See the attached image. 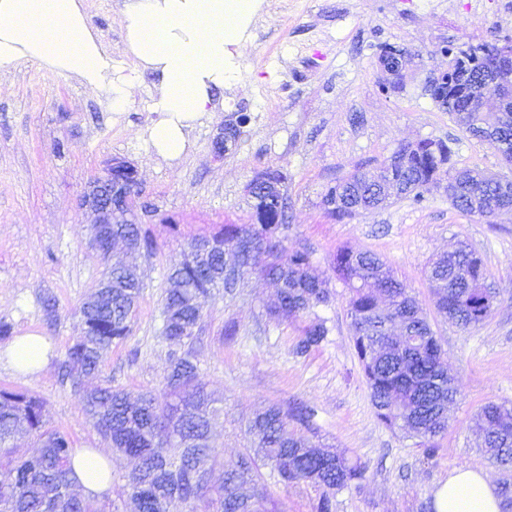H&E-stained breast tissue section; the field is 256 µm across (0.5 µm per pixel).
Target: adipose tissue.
Listing matches in <instances>:
<instances>
[{"label": "adipose tissue", "mask_w": 512, "mask_h": 512, "mask_svg": "<svg viewBox=\"0 0 512 512\" xmlns=\"http://www.w3.org/2000/svg\"><path fill=\"white\" fill-rule=\"evenodd\" d=\"M265 0H125L121 12L125 53L132 63L117 74L112 54L88 23L82 0H0V71L22 62L76 78L105 93L114 111L125 110L143 73L154 77L148 128L157 155L181 157L186 132L218 107L215 94L240 72V53ZM0 363L27 375L49 363V345L27 332L0 350ZM76 486L88 497L112 492V461L101 451H79L72 460ZM437 512H501V498L481 467L449 473L434 492Z\"/></svg>", "instance_id": "1"}]
</instances>
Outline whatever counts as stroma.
<instances>
[{
  "mask_svg": "<svg viewBox=\"0 0 512 512\" xmlns=\"http://www.w3.org/2000/svg\"><path fill=\"white\" fill-rule=\"evenodd\" d=\"M123 0H83L93 29L118 67L130 66L121 26ZM255 41L241 52L238 79L225 86L223 108L188 131L180 159L159 157L144 137L155 115L153 78L143 74L131 105L112 111L106 97L64 75L24 62L0 73V322L12 334L28 329L50 343V362L32 375L0 364V388L40 396L50 426L66 431L75 448H105L58 362L81 332L78 310L95 290L103 267L88 246L90 216L81 195L104 177L112 160L138 172L142 197L155 212L147 226L156 243L135 264L145 288L132 335L114 345L103 380L137 394L160 391L171 345L160 334L159 309L168 268L194 238L227 224H248L247 186L256 172L285 174L288 248H309L316 274L327 278L329 305L315 308L328 335L308 356L293 353L304 318L267 314L276 286L248 275L233 295L202 298V331L195 345L201 375L219 400L211 442L222 479L251 449L246 427L270 405L302 402L314 412L309 438L366 467L357 486L336 495V512H420L453 469L480 465L494 482L504 472L480 451L472 419L489 403L512 405V215L495 223L454 209L443 191L421 202L387 206L339 222L325 213L326 186L355 169H374L400 143L453 140L458 166L498 172L499 154L466 134L425 89L446 70L442 47L512 39V0H266ZM406 47L418 57L402 88L379 86V48ZM250 118L236 150L214 154L225 120ZM469 241L482 255L500 296L489 318L463 330L438 315L426 268L436 255ZM349 246L385 259L428 314L459 394L448 406V429L434 457L416 439L377 421L352 346L347 290L332 262ZM54 301L47 313L46 301ZM235 323L233 340L224 326ZM267 512H312L318 491L305 482L280 484L261 467Z\"/></svg>",
  "mask_w": 512,
  "mask_h": 512,
  "instance_id": "stroma-1",
  "label": "stroma"
}]
</instances>
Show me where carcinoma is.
<instances>
[{
	"label": "carcinoma",
	"instance_id": "carcinoma-1",
	"mask_svg": "<svg viewBox=\"0 0 512 512\" xmlns=\"http://www.w3.org/2000/svg\"><path fill=\"white\" fill-rule=\"evenodd\" d=\"M482 56L479 67L468 66L472 49H460L453 82L441 78L431 92L433 100H448V112L470 136L483 135L500 156L512 158V105L494 112L481 110V99L498 95V88L486 83L497 73L498 45L485 43L475 47ZM478 89L480 100L472 107L460 103L465 85ZM395 162L383 163L367 181H336L327 187L322 204L325 212L342 222L356 212L350 206L363 201L376 208L390 197L388 190L418 202L423 193L448 186V201L461 213L471 214V187L485 185L479 207L493 213L512 206V186L497 189L485 184L483 171L458 168L452 162V148L441 140L423 139L404 143L394 152ZM250 207L256 224L268 238L254 261L242 275L256 274L284 280L283 297L267 308L277 319L307 315L331 302L326 281L311 272V253L303 248L288 250L285 245L284 210L276 196L254 192ZM254 224V225H256ZM252 224H226L224 230L209 238L208 254L199 261L190 256L198 245L187 244L184 258L171 270L192 285L198 298L219 286L224 279L223 255L235 241L254 231ZM336 280L348 291V314L354 327L353 348L361 365L379 422L400 428L420 439L427 456L438 452V438L447 430L448 402L458 394L455 379L441 368L442 348L427 314L391 268L369 251L342 247L333 261ZM429 281H436L435 308L454 324L477 327L489 317L487 301L497 295L487 284L482 257L467 242L439 255L430 265ZM142 294L140 288H117L110 298L98 296L79 308L82 334L70 345L60 369L69 377L74 368L100 371L103 354L112 345L128 339ZM161 335L184 348L170 357L164 386L172 401L164 404L150 392L131 400L128 394L110 383L79 394L83 410L98 433L121 432L123 447L118 452L139 461L141 486L129 490L134 512H167V504L178 499L195 512H225L226 501L237 487L257 483L255 460L244 462L230 473L229 483L200 486L193 481L192 467L179 462L193 454L197 461L213 468L216 452L212 446L192 447L191 441L209 437L212 398L200 379L194 345L202 328L203 311L186 303L183 289L170 288L160 307ZM328 330L324 321L314 317L302 327L294 347L303 357L319 348ZM45 401L35 395L0 389V512H105V505L74 493L71 460L74 453L70 437L47 427ZM311 408L295 403L284 410L272 405L259 413L249 425V433L258 438L265 464L272 467L280 481L307 482L319 490L314 512H336V493L363 479L366 467L343 456L313 449L297 433L310 429ZM475 426L483 434L494 428L505 433L498 440L484 438L482 451L489 459L503 462L502 449L512 448V407L489 403L475 417ZM34 434L39 441L36 453H19L13 444L19 432Z\"/></svg>",
	"mask_w": 512,
	"mask_h": 512
}]
</instances>
